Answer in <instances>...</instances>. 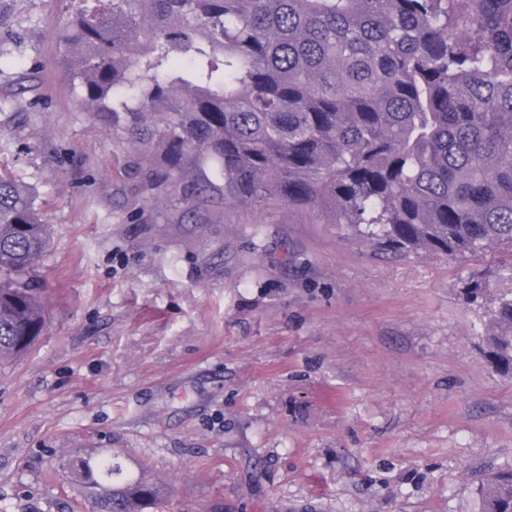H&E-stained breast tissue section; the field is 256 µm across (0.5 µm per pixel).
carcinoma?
<instances>
[{
  "instance_id": "1",
  "label": "carcinoma",
  "mask_w": 512,
  "mask_h": 512,
  "mask_svg": "<svg viewBox=\"0 0 512 512\" xmlns=\"http://www.w3.org/2000/svg\"><path fill=\"white\" fill-rule=\"evenodd\" d=\"M79 2L62 60L112 137L383 250L512 255V0ZM46 247L31 190L1 172L0 360L44 330ZM506 281L512 259L461 294L512 372ZM70 468L98 512H157L166 494L118 454ZM474 490L481 512H512V468Z\"/></svg>"
}]
</instances>
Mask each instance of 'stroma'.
<instances>
[{
	"mask_svg": "<svg viewBox=\"0 0 512 512\" xmlns=\"http://www.w3.org/2000/svg\"><path fill=\"white\" fill-rule=\"evenodd\" d=\"M62 0H0V172L49 239L42 336L0 363V512H94L70 463L123 448L159 512H479L512 466V376L462 278L316 212L198 196L113 139L62 64Z\"/></svg>",
	"mask_w": 512,
	"mask_h": 512,
	"instance_id": "stroma-1",
	"label": "stroma"
}]
</instances>
